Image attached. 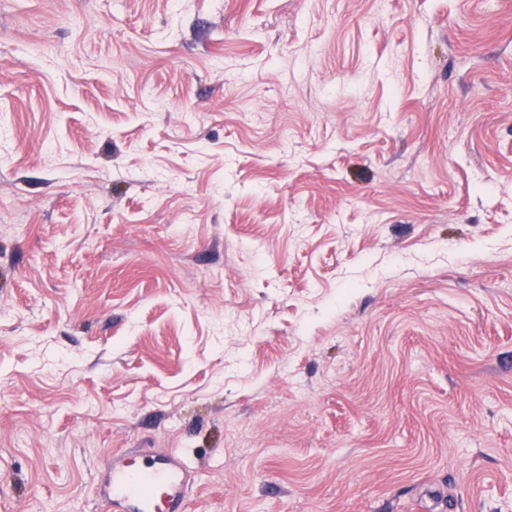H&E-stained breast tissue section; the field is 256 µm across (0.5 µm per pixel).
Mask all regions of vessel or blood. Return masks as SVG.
<instances>
[{
  "label": "vessel or blood",
  "instance_id": "1",
  "mask_svg": "<svg viewBox=\"0 0 512 512\" xmlns=\"http://www.w3.org/2000/svg\"><path fill=\"white\" fill-rule=\"evenodd\" d=\"M104 469L99 496L108 512H185L189 472L178 455L157 457L140 469L111 460Z\"/></svg>",
  "mask_w": 512,
  "mask_h": 512
}]
</instances>
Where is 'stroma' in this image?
I'll use <instances>...</instances> for the list:
<instances>
[{
    "mask_svg": "<svg viewBox=\"0 0 512 512\" xmlns=\"http://www.w3.org/2000/svg\"><path fill=\"white\" fill-rule=\"evenodd\" d=\"M0 512H512V0H0ZM99 492L103 506L113 512H184L189 471L175 454L150 459L141 469L110 460Z\"/></svg>",
    "mask_w": 512,
    "mask_h": 512,
    "instance_id": "1",
    "label": "stroma"
}]
</instances>
